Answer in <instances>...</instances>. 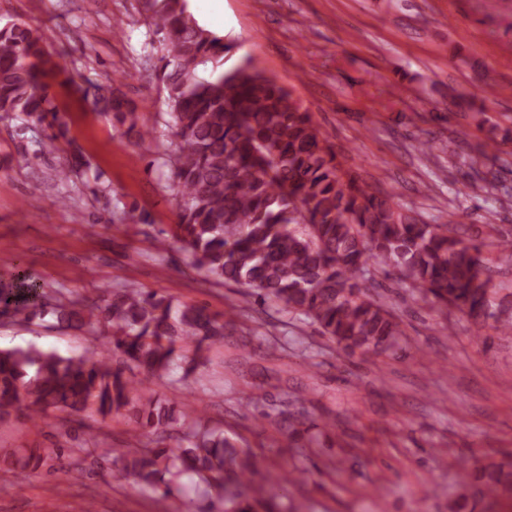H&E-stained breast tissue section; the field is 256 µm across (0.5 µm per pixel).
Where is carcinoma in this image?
<instances>
[{"mask_svg": "<svg viewBox=\"0 0 512 512\" xmlns=\"http://www.w3.org/2000/svg\"><path fill=\"white\" fill-rule=\"evenodd\" d=\"M143 4L151 44L160 52L158 91L170 107L176 139L160 159L180 198L176 237L197 270L251 289L262 304L304 316L349 352L383 353L403 335L398 318L360 284L385 267L478 325L491 317L484 248L511 263L512 228L490 224L485 236L469 238L465 224H425L395 209L336 163L309 112L252 58L202 72L234 45L201 27L187 0ZM62 72L26 24H0V118L40 125L50 141L68 146L58 170L68 180L88 172L90 163L66 113L48 98L49 79ZM83 94L127 139L152 135L119 88L92 84ZM52 310L61 323L77 317L112 331L110 347L103 357L79 358L35 345L1 348L0 416L23 406L36 427L50 408L75 416L87 410L104 418L126 414L155 435V446L111 453L140 485L160 489L158 508L180 490L186 471L218 490L220 512H273L252 486L262 456L238 450L215 430L186 432V445L170 447L173 425L192 426L196 408L186 404L178 412L146 386L170 373L187 341L194 350L185 373L192 372L224 338V320L140 288H116L103 306L59 301ZM6 460L25 471L38 468L42 456L36 448H17ZM511 491V471L488 473L487 495Z\"/></svg>", "mask_w": 512, "mask_h": 512, "instance_id": "cac0c4a2", "label": "carcinoma"}]
</instances>
